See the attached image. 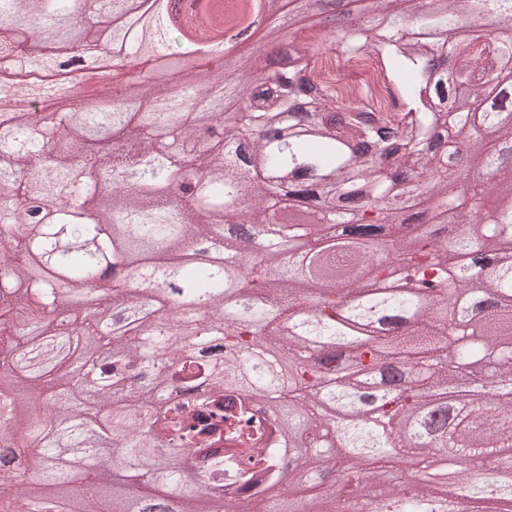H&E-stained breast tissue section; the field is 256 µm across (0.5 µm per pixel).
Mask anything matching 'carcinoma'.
Listing matches in <instances>:
<instances>
[{"label":"carcinoma","instance_id":"carcinoma-1","mask_svg":"<svg viewBox=\"0 0 512 512\" xmlns=\"http://www.w3.org/2000/svg\"><path fill=\"white\" fill-rule=\"evenodd\" d=\"M0 0V87L30 108L0 106V512H215L213 491L254 489L223 512H343L360 486L382 487L366 512H416L447 491L396 476L383 485L377 457L429 456L461 463L464 498H486L484 462L512 450V268L483 270L479 257L512 241V202L482 220L471 195L512 182V40L491 31L475 50L461 0L443 10L401 12L371 0L368 19L334 33L347 58H376L394 108L363 97L336 102L316 87L311 59L323 50L299 39L295 69L263 80L243 76L220 97L209 81L126 89L103 82L96 102L69 97L62 80L46 98L39 76L81 44L111 59L133 52L152 0ZM162 55L177 59L193 34L169 23ZM454 52L463 111L448 116L442 80L429 59ZM461 141L448 144V127ZM485 129L509 146L488 148ZM110 132L138 144L77 163L86 136ZM121 189L108 193L105 183ZM65 200L60 205L57 200ZM316 214L296 230L318 257L302 275L278 241L260 256L281 201ZM342 209L359 216L351 247L325 223ZM224 235V259L238 261L240 294L225 298L223 266L188 256ZM95 291L121 322L147 321L113 336L78 300ZM197 307L210 345L196 350L177 314ZM65 310L69 330L51 321ZM378 317L377 335L355 326ZM460 353L427 362L448 340ZM466 362L490 363L493 387L468 402L470 421L452 423L448 386ZM338 444L321 446L325 428ZM93 432L112 451L82 445ZM293 448H314L300 497L283 484Z\"/></svg>","mask_w":512,"mask_h":512}]
</instances>
